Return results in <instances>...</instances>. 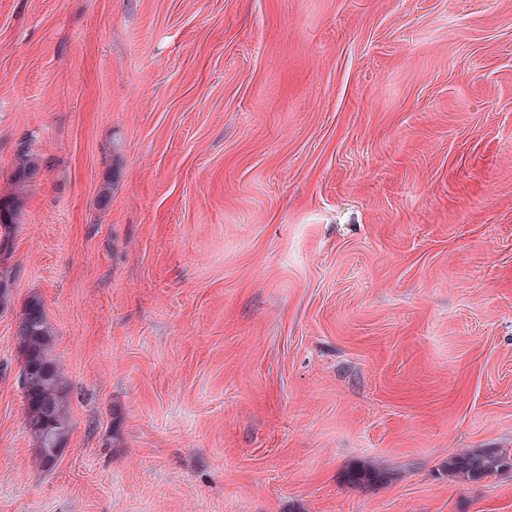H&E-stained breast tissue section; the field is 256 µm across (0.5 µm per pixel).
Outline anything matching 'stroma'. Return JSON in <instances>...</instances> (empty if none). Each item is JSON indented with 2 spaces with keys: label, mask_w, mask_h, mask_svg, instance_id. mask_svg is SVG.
Returning a JSON list of instances; mask_svg holds the SVG:
<instances>
[{
  "label": "stroma",
  "mask_w": 512,
  "mask_h": 512,
  "mask_svg": "<svg viewBox=\"0 0 512 512\" xmlns=\"http://www.w3.org/2000/svg\"><path fill=\"white\" fill-rule=\"evenodd\" d=\"M24 153L0 512H512V0H0ZM16 335L22 353L19 377L26 423L37 444L39 464L50 468L69 434L70 417L67 386L62 367L52 354V334L39 298L27 303ZM512 467V454L501 448H481L448 459V474L461 480H479Z\"/></svg>",
  "instance_id": "1"
}]
</instances>
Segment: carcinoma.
<instances>
[{"label":"carcinoma","mask_w":512,"mask_h":512,"mask_svg":"<svg viewBox=\"0 0 512 512\" xmlns=\"http://www.w3.org/2000/svg\"><path fill=\"white\" fill-rule=\"evenodd\" d=\"M10 211V205L0 202V243L5 246L15 224ZM17 339L26 423L37 444L39 464L50 468L69 434L70 417L67 386L62 367L52 354V334L40 299L27 303ZM505 467H512V453L501 448H481L448 459V475L464 481L482 479Z\"/></svg>","instance_id":"obj_1"}]
</instances>
